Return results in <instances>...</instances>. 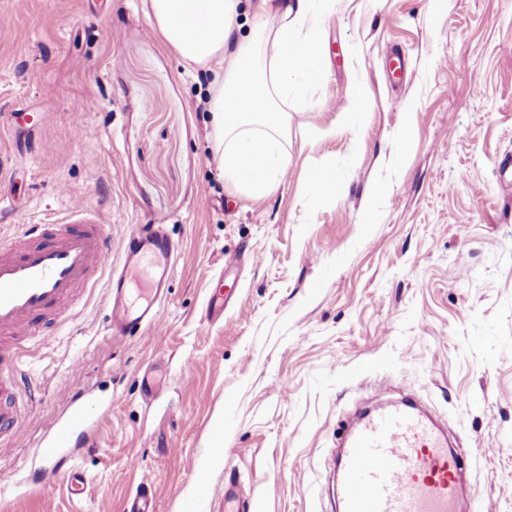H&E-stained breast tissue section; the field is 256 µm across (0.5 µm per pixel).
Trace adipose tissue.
Listing matches in <instances>:
<instances>
[{
    "mask_svg": "<svg viewBox=\"0 0 512 512\" xmlns=\"http://www.w3.org/2000/svg\"><path fill=\"white\" fill-rule=\"evenodd\" d=\"M333 0H286L275 9L276 30L256 27L238 38V0H149L164 46L185 64L214 74L208 100L213 120V157L224 181L253 195L275 192L288 166L281 139L288 127L282 108L289 91L319 83L323 59L319 33Z\"/></svg>",
    "mask_w": 512,
    "mask_h": 512,
    "instance_id": "adipose-tissue-1",
    "label": "adipose tissue"
}]
</instances>
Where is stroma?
Here are the masks:
<instances>
[{
    "label": "stroma",
    "mask_w": 512,
    "mask_h": 512,
    "mask_svg": "<svg viewBox=\"0 0 512 512\" xmlns=\"http://www.w3.org/2000/svg\"><path fill=\"white\" fill-rule=\"evenodd\" d=\"M320 41L321 81L288 98V168L254 197L213 159L212 74L163 46L148 0H0V242L79 202L113 259L158 215L178 250L159 327L111 336L99 285L21 354L44 390L0 455V512H124L144 484L158 512H221L231 469L259 512H333L337 430L403 393L457 438L477 512H512V0H335ZM232 254L236 301L207 320ZM75 386L97 425L79 502L21 476Z\"/></svg>",
    "instance_id": "stroma-1"
}]
</instances>
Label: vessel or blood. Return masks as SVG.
<instances>
[{"instance_id": "b4317fda", "label": "vessel or blood", "mask_w": 512, "mask_h": 512, "mask_svg": "<svg viewBox=\"0 0 512 512\" xmlns=\"http://www.w3.org/2000/svg\"><path fill=\"white\" fill-rule=\"evenodd\" d=\"M66 224H34L26 235L0 244V334L22 342L48 314L79 305L88 288L105 280L113 335L133 337L160 323V303L172 269L164 218L132 232L123 247V269L112 263L103 224L82 220L80 207ZM26 389L14 361L0 362V448L9 449ZM86 390L61 396L63 409L35 444L28 479L64 476L71 496L90 493L86 475L71 464L89 447ZM335 461L339 512H465V455L446 430L407 400L361 410L339 435ZM252 497L233 476L224 480V512H250Z\"/></svg>"}]
</instances>
